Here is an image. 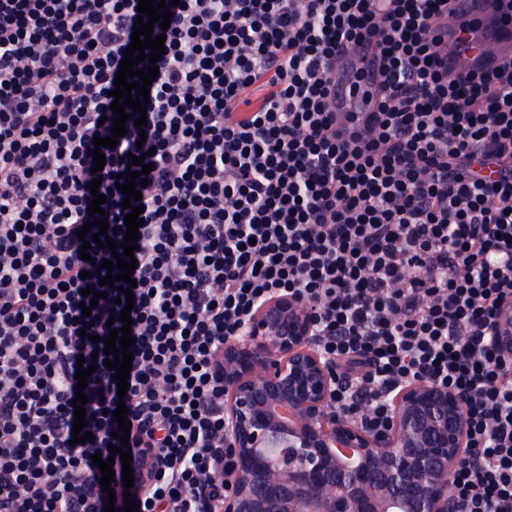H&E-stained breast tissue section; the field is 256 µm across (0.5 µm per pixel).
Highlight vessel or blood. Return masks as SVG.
Returning a JSON list of instances; mask_svg holds the SVG:
<instances>
[{"label":"vessel or blood","mask_w":512,"mask_h":512,"mask_svg":"<svg viewBox=\"0 0 512 512\" xmlns=\"http://www.w3.org/2000/svg\"><path fill=\"white\" fill-rule=\"evenodd\" d=\"M449 7L453 22L440 32L450 46L445 67L452 71L464 67L489 68L512 58V26L502 21L506 7L500 0H451ZM469 22L475 23L476 28L470 46L466 47L461 41V26ZM346 62L347 69L336 84V109L340 112H352L358 107L351 87L360 61L352 55Z\"/></svg>","instance_id":"b4317fda"}]
</instances>
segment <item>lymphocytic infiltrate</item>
<instances>
[{"mask_svg": "<svg viewBox=\"0 0 512 512\" xmlns=\"http://www.w3.org/2000/svg\"><path fill=\"white\" fill-rule=\"evenodd\" d=\"M138 4L0 0V512H104L92 456L120 446L121 405L137 512H220L198 492L234 469L219 354L283 294L312 306L345 416L384 427L391 392L418 379L463 392L460 512H512V358L488 340L512 301V60L448 71L444 0L172 6L152 30L166 41L147 126L127 120L103 150L116 243L117 176L136 156L152 168L121 397L93 357L123 326L117 286L100 284L114 255L82 260L79 232ZM350 51L369 65L367 112L332 105ZM82 363L93 437L75 444Z\"/></svg>", "mask_w": 512, "mask_h": 512, "instance_id": "lymphocytic-infiltrate-1", "label": "lymphocytic infiltrate"}]
</instances>
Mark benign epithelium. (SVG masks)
I'll list each match as a JSON object with an SVG mask.
<instances>
[{
    "instance_id": "7a95c632",
    "label": "benign epithelium",
    "mask_w": 512,
    "mask_h": 512,
    "mask_svg": "<svg viewBox=\"0 0 512 512\" xmlns=\"http://www.w3.org/2000/svg\"><path fill=\"white\" fill-rule=\"evenodd\" d=\"M313 314L283 295L224 342V440L236 458L221 512H459L452 473L465 452V395L428 380L392 397L385 428L336 409L341 371L312 336ZM493 342L512 356V306Z\"/></svg>"
}]
</instances>
